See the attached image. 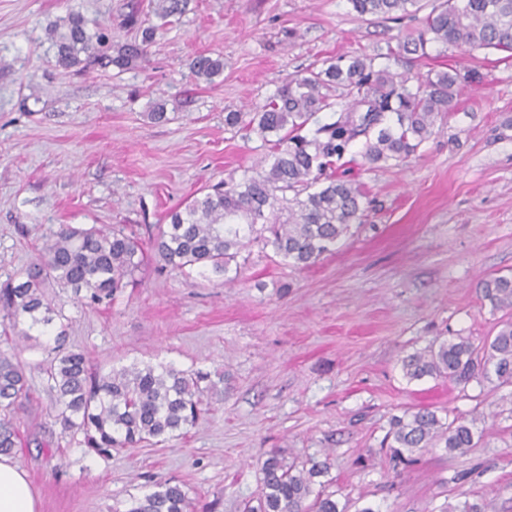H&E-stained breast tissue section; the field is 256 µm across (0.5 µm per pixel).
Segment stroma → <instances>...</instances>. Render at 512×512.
I'll return each instance as SVG.
<instances>
[{
  "mask_svg": "<svg viewBox=\"0 0 512 512\" xmlns=\"http://www.w3.org/2000/svg\"><path fill=\"white\" fill-rule=\"evenodd\" d=\"M155 0H0V282L39 256L60 225L123 226L147 236L168 211L253 174L255 134L225 125L255 112L290 77L343 54L376 55L417 34L425 11L358 15L348 0H189L126 71L63 69L48 34L68 15L133 41L131 8ZM221 57L196 80L192 60ZM411 74L456 69L458 106L400 163L345 156L366 197L335 253L300 267L254 243L232 281L147 267L142 283L91 308L50 289L65 346L93 368L171 364L223 380L193 427L103 458L65 434L44 368L46 338L0 334L28 393L14 410L16 462L37 512H119L130 498L180 481L192 512H244L261 494L268 454L327 462L315 490L340 512H451L491 501L512 512V386L482 377L408 380L401 361L435 338L483 347L511 313L479 279L512 274V57L429 45ZM163 105L166 119L151 113ZM422 406L475 422L464 455L442 447L393 468V417Z\"/></svg>",
  "mask_w": 512,
  "mask_h": 512,
  "instance_id": "35a3bbf8",
  "label": "stroma"
}]
</instances>
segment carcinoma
Here are the masks:
<instances>
[{"instance_id": "cac0c4a2", "label": "carcinoma", "mask_w": 512, "mask_h": 512, "mask_svg": "<svg viewBox=\"0 0 512 512\" xmlns=\"http://www.w3.org/2000/svg\"><path fill=\"white\" fill-rule=\"evenodd\" d=\"M156 15L166 21L183 15L188 0H158ZM360 16L406 14L418 0H348ZM141 42L107 54L109 38L90 32L85 20H66L67 33L56 42L57 63L70 68L106 61L119 70L144 58L157 27L138 21ZM494 49L512 53V0H441L425 19L423 30L398 44L388 58L426 55L428 43ZM195 77L208 80L224 70V61L201 54L191 63ZM458 73L430 70L414 77L375 58L339 56L319 71L296 76L282 85L257 112H229L225 123L243 125L266 149L260 171L231 186H217L191 197L167 214L150 249L125 228H79L65 225L45 239L39 257L18 275L0 282V318L22 340L32 332L54 337L58 350L45 368L56 393L63 431L82 435V445L107 458L114 448H134L164 441L196 423L202 395L216 387L201 371L172 365L143 364L93 372L80 351L63 349L65 325L54 326L59 311L46 289L68 288L89 306L112 299L137 283L149 260L190 277H224L231 262L256 241L294 264L306 267L336 250V243L360 221L364 192L350 177L336 176V164L353 148L370 164L400 162L435 134L438 119L454 110ZM334 120L308 135L305 129L320 112ZM294 195L286 197V192ZM483 298L496 309L512 310V276L496 275L478 282ZM410 379L435 376L467 384L481 375L512 386V320L503 322L488 347L478 351L461 338L433 341L402 359ZM206 386H201V383ZM21 365L0 354V454H13L18 435L12 413L26 395ZM389 437L393 458L412 463V454L438 443L450 453L474 447V431L463 417L443 422L428 407L407 410L394 419ZM262 495L248 512H340L332 495L313 492L312 478L323 473L317 464L299 469L277 454L262 463ZM182 484L166 480L157 490L131 500L124 512H187Z\"/></svg>"}]
</instances>
